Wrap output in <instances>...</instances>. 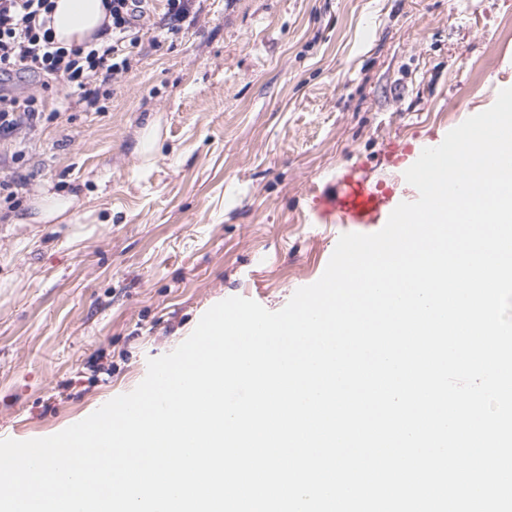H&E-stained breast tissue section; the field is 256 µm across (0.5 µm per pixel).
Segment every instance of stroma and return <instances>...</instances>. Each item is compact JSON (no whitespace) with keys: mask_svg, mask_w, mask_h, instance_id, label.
Listing matches in <instances>:
<instances>
[{"mask_svg":"<svg viewBox=\"0 0 512 512\" xmlns=\"http://www.w3.org/2000/svg\"><path fill=\"white\" fill-rule=\"evenodd\" d=\"M512 87V0H206L136 49L102 112L0 142V440L54 435L144 379L231 296L281 310L347 224L352 166L399 197L390 145L443 137ZM156 128L149 155L137 149ZM78 199L37 223L43 192Z\"/></svg>","mask_w":512,"mask_h":512,"instance_id":"obj_1","label":"stroma"}]
</instances>
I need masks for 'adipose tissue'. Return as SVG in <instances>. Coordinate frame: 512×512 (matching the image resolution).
Segmentation results:
<instances>
[{
  "instance_id": "ef3b65f1",
  "label": "adipose tissue",
  "mask_w": 512,
  "mask_h": 512,
  "mask_svg": "<svg viewBox=\"0 0 512 512\" xmlns=\"http://www.w3.org/2000/svg\"><path fill=\"white\" fill-rule=\"evenodd\" d=\"M105 21L102 0H55L51 26L66 45L92 41Z\"/></svg>"
}]
</instances>
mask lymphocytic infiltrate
Wrapping results in <instances>:
<instances>
[{
  "label": "lymphocytic infiltrate",
  "mask_w": 512,
  "mask_h": 512,
  "mask_svg": "<svg viewBox=\"0 0 512 512\" xmlns=\"http://www.w3.org/2000/svg\"><path fill=\"white\" fill-rule=\"evenodd\" d=\"M54 0H0V138L33 133L47 108L39 89L17 90L16 74L61 85L65 94L54 109L96 106L102 87L128 67L142 41L143 0H105L108 17L97 44L58 43L50 26Z\"/></svg>",
  "instance_id": "f902f5d3"
}]
</instances>
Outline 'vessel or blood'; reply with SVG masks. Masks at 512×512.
Returning <instances> with one entry per match:
<instances>
[{
  "mask_svg": "<svg viewBox=\"0 0 512 512\" xmlns=\"http://www.w3.org/2000/svg\"><path fill=\"white\" fill-rule=\"evenodd\" d=\"M391 188L373 182L362 169H348L333 192L317 198V212L331 224H383L399 204Z\"/></svg>",
  "mask_w": 512,
  "mask_h": 512,
  "instance_id": "obj_1",
  "label": "vessel or blood"
}]
</instances>
